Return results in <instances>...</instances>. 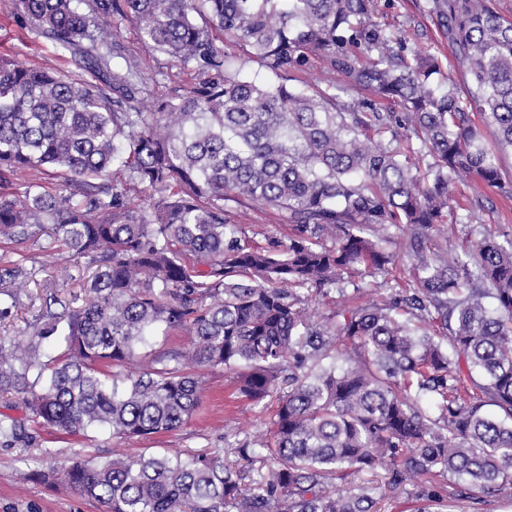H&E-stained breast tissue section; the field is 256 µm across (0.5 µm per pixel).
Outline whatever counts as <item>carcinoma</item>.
<instances>
[{
    "instance_id": "obj_1",
    "label": "carcinoma",
    "mask_w": 512,
    "mask_h": 512,
    "mask_svg": "<svg viewBox=\"0 0 512 512\" xmlns=\"http://www.w3.org/2000/svg\"><path fill=\"white\" fill-rule=\"evenodd\" d=\"M16 4L98 83L0 55V247L49 224L96 269L81 307L52 296L29 334L0 336V392L28 409L0 420V439H33L30 421L122 438L174 431L199 408L204 369L274 403L268 435L235 449L263 464L255 480L218 452L168 451L74 458L25 478L60 480L104 512H375L369 487L328 485L379 465L394 492L423 477L417 512H468L479 499L462 482L512 486V240L485 235L461 254L427 245L453 230L459 176L502 187L472 120L512 148V20L492 0H432L471 77L464 98L434 84L437 52L410 49L377 20L376 0ZM125 21L194 82L156 90L115 49ZM215 29L271 78L244 77ZM317 63L366 95L289 84ZM389 100L400 111L383 109ZM131 184L145 206H130ZM243 201L257 224L280 213L287 240L252 243L227 209ZM401 226L415 287L309 311L353 275L386 272ZM26 279L19 263L0 269V322ZM158 331L191 344L135 367ZM49 336L60 354L45 353Z\"/></svg>"
}]
</instances>
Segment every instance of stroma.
Masks as SVG:
<instances>
[{
	"label": "stroma",
	"instance_id": "stroma-1",
	"mask_svg": "<svg viewBox=\"0 0 512 512\" xmlns=\"http://www.w3.org/2000/svg\"><path fill=\"white\" fill-rule=\"evenodd\" d=\"M428 0H379L378 19L392 31L407 38L409 47L437 49L442 59L438 81L446 87L465 93L469 77L454 59L448 39L436 15L429 13ZM118 50L135 57L146 77L158 86H174L191 82V71L145 45L133 23H122L117 36ZM0 54L10 55L30 65L50 69L76 71L69 58L59 56L49 41L16 9L15 0H0ZM486 146L495 150L503 188H485L461 178L456 188V204L452 220L454 233L447 239L448 248L460 251L469 240L484 232L512 236V149L498 150L493 128L482 127ZM24 261L33 272L12 316L0 334L24 335L29 323L42 312L49 294L69 298L78 289L79 279L88 277L94 266L87 257L74 256L62 248L52 230L39 232L31 240L0 251V267ZM204 402L181 428L148 438L121 439L102 428L87 434L63 431L37 433L32 444L0 445V512H102L98 503L89 500L66 485L50 489L35 482H22L21 474L51 465H63L68 459L121 454L137 458L163 450L194 453L220 450L225 460H233L237 443L253 439L265 432L269 410L238 397L231 374L206 370L202 373ZM388 469L352 472L335 480L333 491L346 492L366 485L371 487L377 512H414L418 487L407 482L398 493L387 487Z\"/></svg>",
	"mask_w": 512,
	"mask_h": 512
}]
</instances>
